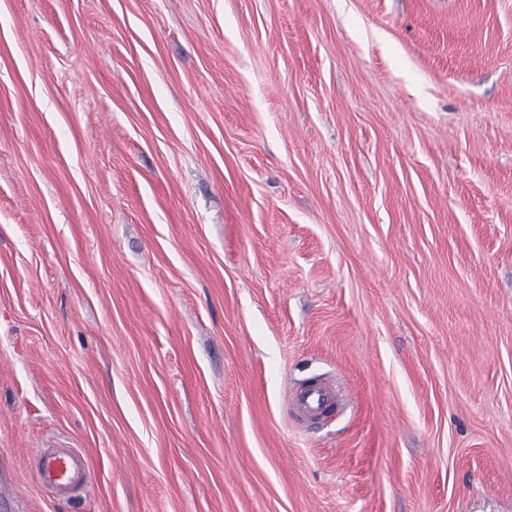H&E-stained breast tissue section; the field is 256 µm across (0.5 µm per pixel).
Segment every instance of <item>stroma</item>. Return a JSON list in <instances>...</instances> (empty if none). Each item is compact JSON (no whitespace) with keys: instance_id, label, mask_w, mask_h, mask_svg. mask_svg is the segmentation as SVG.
I'll list each match as a JSON object with an SVG mask.
<instances>
[{"instance_id":"1","label":"stroma","mask_w":512,"mask_h":512,"mask_svg":"<svg viewBox=\"0 0 512 512\" xmlns=\"http://www.w3.org/2000/svg\"><path fill=\"white\" fill-rule=\"evenodd\" d=\"M0 460L28 512H512V0H0ZM332 390L324 380L303 383L288 399L295 414L307 420H318L327 413L332 404ZM90 469L86 458L71 449L54 448L40 452L35 479L60 494L68 493L81 482H87Z\"/></svg>"}]
</instances>
